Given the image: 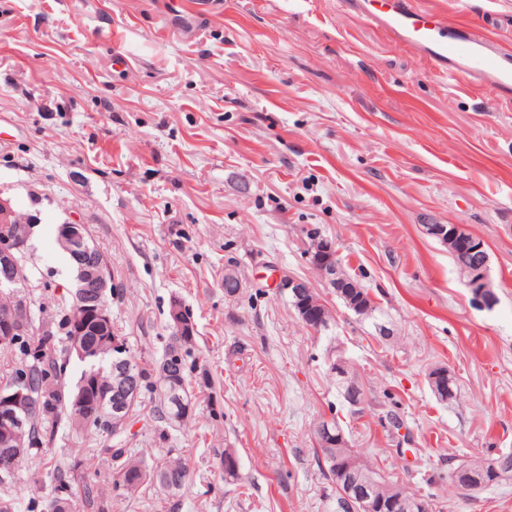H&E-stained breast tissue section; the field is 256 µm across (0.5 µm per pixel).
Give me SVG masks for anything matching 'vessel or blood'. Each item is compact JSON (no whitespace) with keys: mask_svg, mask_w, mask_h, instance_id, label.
<instances>
[{"mask_svg":"<svg viewBox=\"0 0 512 512\" xmlns=\"http://www.w3.org/2000/svg\"><path fill=\"white\" fill-rule=\"evenodd\" d=\"M357 10L390 37L417 47L439 74L512 90V55L491 35L468 29L448 32L439 16L414 0H359Z\"/></svg>","mask_w":512,"mask_h":512,"instance_id":"obj_1","label":"vessel or blood"}]
</instances>
